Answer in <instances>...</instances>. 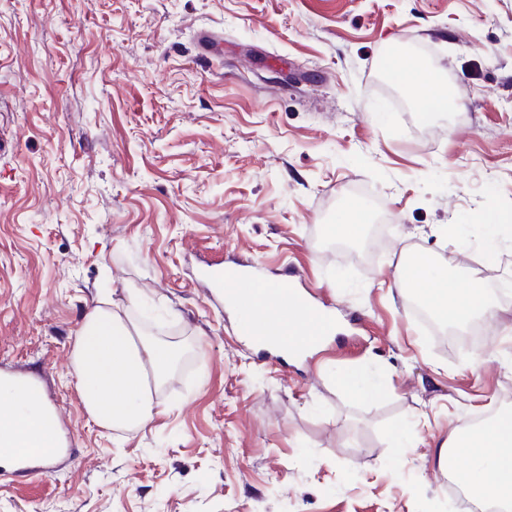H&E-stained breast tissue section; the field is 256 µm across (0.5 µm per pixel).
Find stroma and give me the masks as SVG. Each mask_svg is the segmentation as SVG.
<instances>
[{
	"label": "stroma",
	"mask_w": 512,
	"mask_h": 512,
	"mask_svg": "<svg viewBox=\"0 0 512 512\" xmlns=\"http://www.w3.org/2000/svg\"><path fill=\"white\" fill-rule=\"evenodd\" d=\"M401 46L447 112L387 80ZM0 137V372L41 379L76 450L1 479L0 512H457L438 448L512 409V300L473 349L396 283L425 251L512 292V245L471 261L486 213L512 225V0H0ZM215 260L291 275L337 333L255 349L195 279ZM129 288L180 361L118 434L71 354Z\"/></svg>",
	"instance_id": "35a3bbf8"
}]
</instances>
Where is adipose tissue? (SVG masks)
<instances>
[{
	"instance_id": "obj_1",
	"label": "adipose tissue",
	"mask_w": 512,
	"mask_h": 512,
	"mask_svg": "<svg viewBox=\"0 0 512 512\" xmlns=\"http://www.w3.org/2000/svg\"><path fill=\"white\" fill-rule=\"evenodd\" d=\"M388 69L411 81L426 111H447L448 90L424 65L396 54ZM398 287L426 301L446 322L493 312L490 291L480 280L450 272L426 252L401 263ZM174 363L171 345L144 338L127 306L108 298L86 315L75 340L73 366L82 403L98 426L115 432L153 421L158 413L154 392ZM56 443V423L44 411L39 392L0 382V447L52 448ZM448 447L459 483L480 497L512 502L511 409L468 433L450 429Z\"/></svg>"
}]
</instances>
